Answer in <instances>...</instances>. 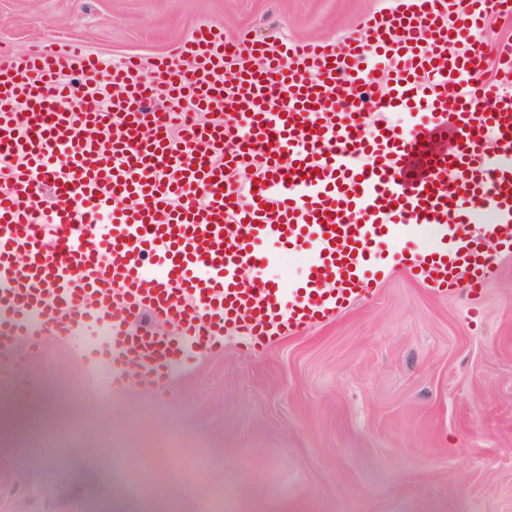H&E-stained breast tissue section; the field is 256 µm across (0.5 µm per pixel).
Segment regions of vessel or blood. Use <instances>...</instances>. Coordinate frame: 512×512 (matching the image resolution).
<instances>
[{"label": "vessel or blood", "instance_id": "b4317fda", "mask_svg": "<svg viewBox=\"0 0 512 512\" xmlns=\"http://www.w3.org/2000/svg\"><path fill=\"white\" fill-rule=\"evenodd\" d=\"M499 10L468 0L452 19L447 0H397L362 34L276 54L204 24L151 81L135 59L110 67L73 44L1 53L0 378L22 362L18 340L77 339L112 388L161 386L225 336L263 349L372 296L386 247L432 291L464 275L480 294L495 253L512 254V96L480 77L489 53L512 74V41L483 40ZM66 62L99 87L98 109L66 106ZM342 81L361 105L337 107ZM160 86L176 110L153 107ZM185 100L225 118L173 139ZM448 132L452 148L427 153ZM286 254L307 270L284 288L263 272Z\"/></svg>", "mask_w": 512, "mask_h": 512}]
</instances>
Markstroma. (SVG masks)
Wrapping results in <instances>:
<instances>
[{"label":"stroma","mask_w":512,"mask_h":512,"mask_svg":"<svg viewBox=\"0 0 512 512\" xmlns=\"http://www.w3.org/2000/svg\"><path fill=\"white\" fill-rule=\"evenodd\" d=\"M395 0H0V51L81 44L150 66L203 22L225 37L337 40ZM0 395L63 416L0 441V512H512V256L478 301L390 271L372 297L275 342L99 398L82 344L27 352ZM206 462L189 474L186 459Z\"/></svg>","instance_id":"1"}]
</instances>
